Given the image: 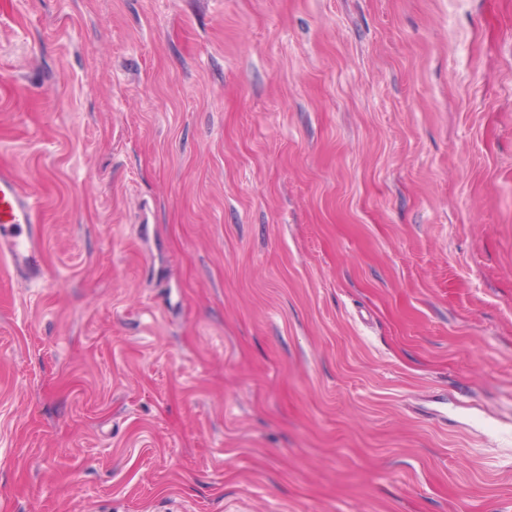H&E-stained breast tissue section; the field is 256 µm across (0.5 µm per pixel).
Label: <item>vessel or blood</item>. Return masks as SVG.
I'll use <instances>...</instances> for the list:
<instances>
[{
    "instance_id": "vessel-or-blood-1",
    "label": "vessel or blood",
    "mask_w": 512,
    "mask_h": 512,
    "mask_svg": "<svg viewBox=\"0 0 512 512\" xmlns=\"http://www.w3.org/2000/svg\"><path fill=\"white\" fill-rule=\"evenodd\" d=\"M0 256L29 280L46 276L37 205L15 174L0 167Z\"/></svg>"
}]
</instances>
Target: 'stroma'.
I'll return each mask as SVG.
<instances>
[{
	"mask_svg": "<svg viewBox=\"0 0 512 512\" xmlns=\"http://www.w3.org/2000/svg\"><path fill=\"white\" fill-rule=\"evenodd\" d=\"M1 166L0 512H512V0H0ZM37 205L15 174L0 167V256L28 280L46 276Z\"/></svg>",
	"mask_w": 512,
	"mask_h": 512,
	"instance_id": "1",
	"label": "stroma"
}]
</instances>
